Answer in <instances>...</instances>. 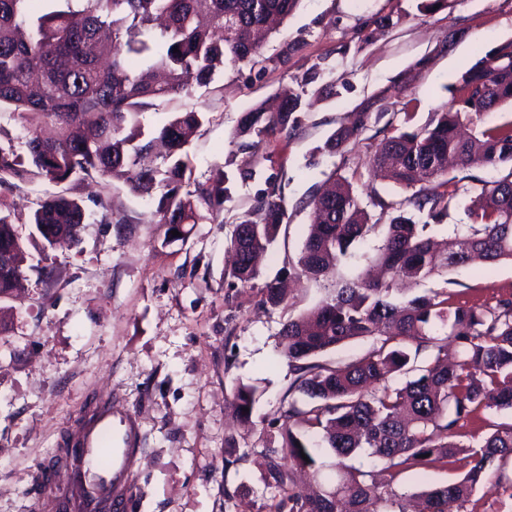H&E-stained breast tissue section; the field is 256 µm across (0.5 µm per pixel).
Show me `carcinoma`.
<instances>
[{
    "instance_id": "cac0c4a2",
    "label": "carcinoma",
    "mask_w": 512,
    "mask_h": 512,
    "mask_svg": "<svg viewBox=\"0 0 512 512\" xmlns=\"http://www.w3.org/2000/svg\"><path fill=\"white\" fill-rule=\"evenodd\" d=\"M31 0H0V112L26 127V153L16 151L0 126V188L47 180L63 189L44 199L31 219L28 240L46 250L56 238L79 242L89 213L71 194L94 175L125 178L130 192L158 199L165 238L201 219L199 206L213 209L228 188V173L207 185L184 189L187 166L181 153L202 125L205 113H177L152 133L144 132V111L167 99L207 87L228 64L249 63L259 54L255 34L273 20L283 21L298 0H46L33 13ZM178 52H173V49ZM483 56L461 77L457 92L424 127L385 137L372 164L396 185L424 183L403 204L441 221L456 191L448 189V161L462 166L512 165V122L483 126L496 99L512 100V41L487 68ZM278 112L253 108L236 135L264 137L288 126L300 96L286 99ZM365 114H352L324 149L334 153L363 130ZM314 213L308 236L288 275L316 282L335 276L353 245L379 224L359 204L351 185L333 183L307 202ZM282 187L268 180L263 197L226 233L234 264L224 271L228 287H254L259 256L275 242L287 219ZM462 242L438 247L427 229L404 211L389 217L380 244L364 261L383 272L360 271L336 279L314 308L290 317L279 332L280 355L297 373L294 387L308 398L305 407L288 403L280 440L265 458L269 486L279 496L277 512H409L406 494L394 480L410 470L443 468L460 472L446 485L421 492V512L463 510L475 491L493 480L512 499V480L502 469L512 462V423L477 445L455 441L458 430L490 412L512 411V298L493 307L455 303L429 290L401 295V286H419L478 260H512V178L483 184ZM28 259L25 240L11 215L0 208V301L20 286ZM262 302L286 305L278 280L264 283ZM411 337L409 350L400 338ZM377 345L343 366L318 357L354 339ZM455 347L448 360V346ZM431 358L418 362L420 351ZM237 417L249 424L256 389L232 384ZM322 431L312 443L305 430ZM329 448L338 459L336 474L316 469L313 448ZM361 450L378 458L389 480L347 463ZM309 471L313 493L297 487L292 471Z\"/></svg>"
}]
</instances>
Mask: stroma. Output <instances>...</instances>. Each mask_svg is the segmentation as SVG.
Wrapping results in <instances>:
<instances>
[{
    "instance_id": "obj_1",
    "label": "stroma",
    "mask_w": 512,
    "mask_h": 512,
    "mask_svg": "<svg viewBox=\"0 0 512 512\" xmlns=\"http://www.w3.org/2000/svg\"><path fill=\"white\" fill-rule=\"evenodd\" d=\"M512 41V0H299L260 47L257 63L225 67L206 88L160 103L142 117L145 130L176 113L206 119L183 151L191 184L216 170L249 169L217 212L203 211L186 241L165 242L157 202L131 193L124 180L94 179L75 190L99 207L78 245L30 248L17 296L0 303V512H28L36 475L57 465L79 424L103 401L136 413L140 452L123 512H270L263 442L278 438L282 408L300 395L278 353L288 316L325 298V283L300 279L289 309L261 302L260 288H229L225 235L256 205L267 179L281 183L288 226L264 262V280L297 259L310 222L306 199L329 177L352 182L364 207L398 203L408 189L374 177L369 160L393 129L424 126L479 58ZM292 52H285V45ZM287 63H280V53ZM301 97L297 124L243 148L235 131L257 104L277 110ZM352 112L365 128L341 151L323 149ZM512 172L502 165L457 166L458 188L437 236L469 223L467 207L483 182ZM40 181L0 189L21 234L40 200L55 192ZM430 288L466 304L512 297V263L463 267ZM257 389L251 425L233 412L235 380Z\"/></svg>"
}]
</instances>
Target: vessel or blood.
<instances>
[{
    "mask_svg": "<svg viewBox=\"0 0 512 512\" xmlns=\"http://www.w3.org/2000/svg\"><path fill=\"white\" fill-rule=\"evenodd\" d=\"M134 412L99 404L70 449V475L49 485V512H121L138 462Z\"/></svg>",
    "mask_w": 512,
    "mask_h": 512,
    "instance_id": "b4317fda",
    "label": "vessel or blood"
}]
</instances>
